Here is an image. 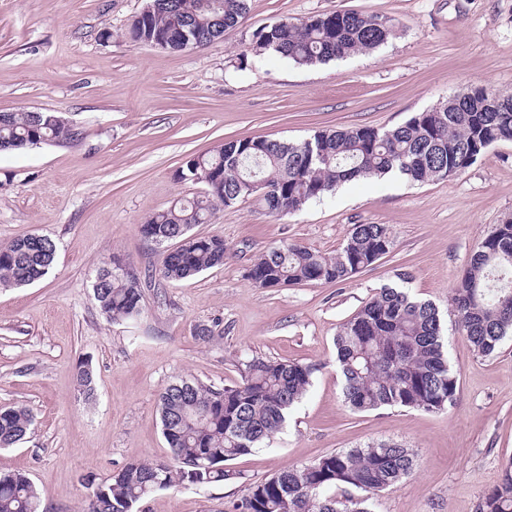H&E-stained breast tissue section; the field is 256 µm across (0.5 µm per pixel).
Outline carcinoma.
<instances>
[{
	"label": "carcinoma",
	"mask_w": 512,
	"mask_h": 512,
	"mask_svg": "<svg viewBox=\"0 0 512 512\" xmlns=\"http://www.w3.org/2000/svg\"><path fill=\"white\" fill-rule=\"evenodd\" d=\"M249 13V0H154L151 13L133 20L128 34L148 42L182 32L174 50L200 47L224 37ZM394 35L386 17L354 11L280 20L255 30L253 49L297 66H311L370 52ZM80 131L55 112H1L0 151L76 140ZM512 141V95L492 96L482 85L461 92L403 125L321 131L300 143L244 138L214 153L189 155L176 172L204 192L155 214L139 225L141 237L177 246L166 253L161 276L187 279L224 263V238L195 235L220 206L246 197L248 183L263 180L274 214H289L333 194L357 179L390 172L413 182L459 175L490 145ZM393 237L384 224H355L342 247L326 255L288 243L272 247L249 268L248 278L265 287L336 283L389 253ZM56 244L24 235L0 245V286L29 285L49 271ZM95 300L106 318H132L141 311L140 280L133 266L114 255L96 271ZM456 323L474 351L492 356L512 331V216L482 239L452 292ZM343 378L344 402L356 412L399 406L443 411L459 392L457 370L448 361L438 309L404 289L385 286L340 326L334 339ZM314 368L292 361L252 359L241 382L221 388L181 378L158 395L167 461H134L99 483L83 512H133L161 489L220 484L230 478L227 462L251 453L283 426L289 410L311 386ZM78 392L93 397L90 364L79 365ZM24 406L0 408V448H10L31 430ZM415 453L399 444L350 448L313 463L282 470L255 485L236 512H369L368 495L396 486L411 475ZM39 493L21 473L0 472V512H38ZM479 512H512V458L502 464L499 484L488 490Z\"/></svg>",
	"instance_id": "cac0c4a2"
}]
</instances>
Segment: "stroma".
I'll return each instance as SVG.
<instances>
[{"instance_id": "stroma-1", "label": "stroma", "mask_w": 512, "mask_h": 512, "mask_svg": "<svg viewBox=\"0 0 512 512\" xmlns=\"http://www.w3.org/2000/svg\"><path fill=\"white\" fill-rule=\"evenodd\" d=\"M147 2L0 0V112H54L80 131L0 154V245L25 234L57 245L40 281L0 287V406L34 416L25 440L0 448V471L33 481L40 512H81L95 483L127 463L168 458L157 397L169 382L221 387L240 381L248 360L298 361L315 365L312 384L267 447L228 462L224 483L157 491L138 512H234L282 469L384 442L412 448L418 465L372 496L371 512H479L512 457V337L476 355L450 298L483 236L512 215V141L451 178L360 179L292 214L269 213L257 195L220 207L193 231L223 236V265L181 281L160 277L165 248L139 226L198 195L177 169L226 141L387 130L470 84L512 94V0H251L223 39L180 52L127 37ZM340 10L387 16L396 34L375 52L314 66L252 51L257 28ZM356 224L386 225L394 245L347 280L267 289L248 280L269 248L332 255ZM115 253L140 276L131 320L106 319L93 294L97 267ZM395 283L439 310L460 383L447 410L356 413L343 403L336 333ZM200 324L213 328L210 342L197 338ZM84 361L89 401L76 385Z\"/></svg>"}]
</instances>
